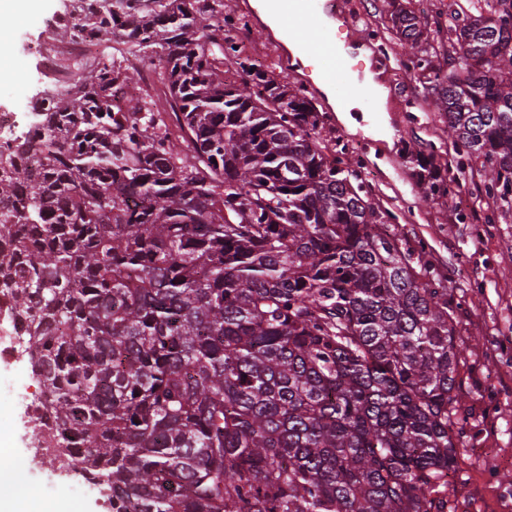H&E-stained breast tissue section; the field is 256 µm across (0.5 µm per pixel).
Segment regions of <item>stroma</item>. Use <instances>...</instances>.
I'll return each mask as SVG.
<instances>
[{"mask_svg": "<svg viewBox=\"0 0 512 512\" xmlns=\"http://www.w3.org/2000/svg\"><path fill=\"white\" fill-rule=\"evenodd\" d=\"M347 3L359 30L379 33L374 48L382 61L387 90L383 118L390 133L376 141L363 126L336 111L324 91L317 89L315 102L325 115L321 136L362 151L363 181L396 215L402 235L427 243L462 303L459 329L471 348L467 367L459 371L460 395L471 417L459 438L448 512H512V215L488 224L484 210L472 205L460 214L440 203L419 202L412 156L427 143L438 146V161L448 164L449 175L457 173L444 121L423 103L421 84L402 67L395 40L383 28L386 0ZM59 6L60 0H27L24 9L0 19V109L28 96L29 87L19 71L34 65L30 48L47 43L44 22ZM224 12L249 24L250 34L238 37L245 52L261 59L276 81L291 82L282 39L261 32V7L250 0H224ZM12 329L8 312L0 306V386L23 385L38 393L26 361L7 352ZM21 465L38 473L47 460L31 445L25 403L0 398V469L13 471ZM58 481L52 493L25 491L33 512H109L99 491L74 493V486L82 481L79 471L61 472Z\"/></svg>", "mask_w": 512, "mask_h": 512, "instance_id": "obj_1", "label": "stroma"}]
</instances>
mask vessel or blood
<instances>
[{"mask_svg":"<svg viewBox=\"0 0 512 512\" xmlns=\"http://www.w3.org/2000/svg\"><path fill=\"white\" fill-rule=\"evenodd\" d=\"M274 17L289 21L288 37L302 59L303 73L336 87L339 111L355 113L362 124L383 130V105L367 74L360 35L345 0H267Z\"/></svg>","mask_w":512,"mask_h":512,"instance_id":"1","label":"vessel or blood"}]
</instances>
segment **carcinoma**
<instances>
[{
	"instance_id": "1",
	"label": "carcinoma",
	"mask_w": 512,
	"mask_h": 512,
	"mask_svg": "<svg viewBox=\"0 0 512 512\" xmlns=\"http://www.w3.org/2000/svg\"><path fill=\"white\" fill-rule=\"evenodd\" d=\"M390 0L385 29L501 215L512 212V0ZM81 91L0 144V293L54 427L111 512H445L467 345L427 244L323 142L303 86L254 67L224 0H84ZM159 59L163 96H133ZM125 111L112 110L116 91ZM419 199H446L434 151Z\"/></svg>"
}]
</instances>
